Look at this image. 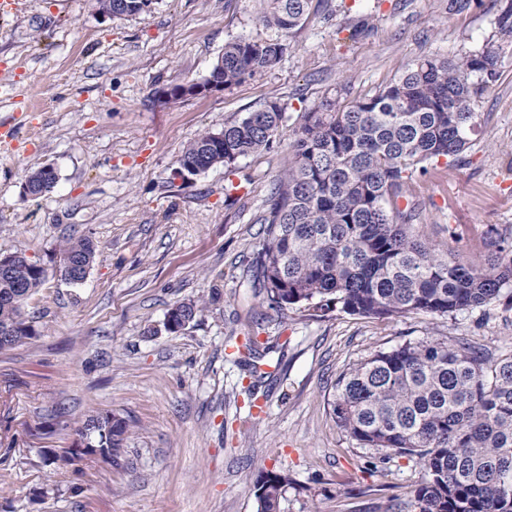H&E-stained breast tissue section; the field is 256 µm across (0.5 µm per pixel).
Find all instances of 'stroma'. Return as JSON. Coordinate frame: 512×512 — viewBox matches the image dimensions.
<instances>
[{
    "label": "stroma",
    "mask_w": 512,
    "mask_h": 512,
    "mask_svg": "<svg viewBox=\"0 0 512 512\" xmlns=\"http://www.w3.org/2000/svg\"><path fill=\"white\" fill-rule=\"evenodd\" d=\"M312 0L270 70L232 88L168 99L182 80L209 77L226 42L273 38L261 0H153L109 18L96 0H13L0 14V253L46 271L25 316L35 336L0 352V512H256L261 472H286L281 512L406 508L419 469L395 458L368 467L374 449L336 425L337 375L407 340L467 339L512 349V299L445 319H372L327 312L288 316L261 304L243 258L263 243L266 200L292 153L305 112L345 87L371 94L422 56L494 45L499 80L476 105L478 130L455 161L414 175L408 200L426 240L482 255L490 232L512 234V35L496 17L512 0ZM370 17L358 35V14ZM277 99L285 112L270 149L181 181L173 171L199 134L218 132ZM57 183L23 195L28 175ZM90 237L95 261L79 284L59 272V247ZM204 302L184 330L164 327L177 302ZM260 328L281 345L279 370L252 414L245 371L229 338ZM110 412L130 432L117 463L76 448L89 416ZM23 188L31 196L38 197L49 192L57 182V175L53 171H47L46 167L32 172L26 179Z\"/></svg>",
    "instance_id": "obj_1"
}]
</instances>
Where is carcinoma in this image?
<instances>
[{"label": "carcinoma", "mask_w": 512, "mask_h": 512, "mask_svg": "<svg viewBox=\"0 0 512 512\" xmlns=\"http://www.w3.org/2000/svg\"><path fill=\"white\" fill-rule=\"evenodd\" d=\"M261 23L281 33L265 41L236 39L209 79L229 89L274 67L287 50L282 37L303 24L311 0H263ZM104 16H135L152 0H96ZM493 47L452 58L425 56L372 95L353 99L336 91L304 116L291 145L288 167L275 183L263 223L265 240L246 270L254 296L282 315L288 310L333 309L365 318L452 317L486 307L512 288V259L505 240L485 242L476 262L439 253L416 230L415 208L399 206L415 173L440 158L457 159L477 128L475 103L499 78ZM284 119L276 100L219 132L200 134L177 161L175 172L198 175L272 145ZM57 175L43 167L24 189L38 197ZM62 274L92 267L96 247L88 238L62 245ZM21 279L0 278V331L14 335L0 350L35 335L23 307L46 278L43 267L16 254ZM205 310L195 302L168 313L184 329ZM253 378L247 387L255 406L261 380L253 337L233 352ZM337 427L364 448L377 451L371 467L391 456L419 468L414 512H512V352L496 357L464 339L406 341L343 369L336 379ZM97 423L95 446L116 457L130 430L112 413ZM288 475L267 470L256 480L257 512H280Z\"/></svg>", "instance_id": "1"}]
</instances>
